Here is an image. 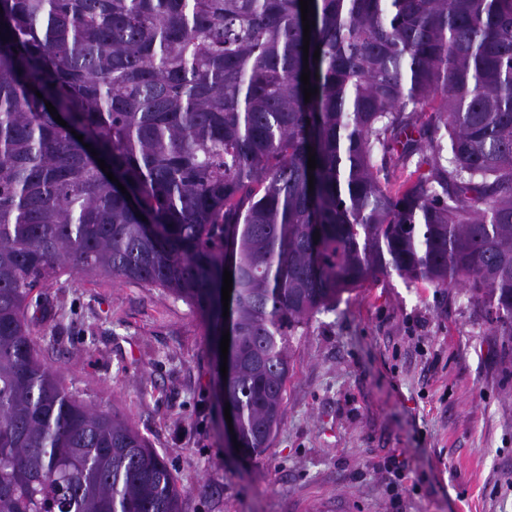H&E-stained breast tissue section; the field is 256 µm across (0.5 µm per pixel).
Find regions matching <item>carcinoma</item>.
<instances>
[{
	"instance_id": "1",
	"label": "carcinoma",
	"mask_w": 512,
	"mask_h": 512,
	"mask_svg": "<svg viewBox=\"0 0 512 512\" xmlns=\"http://www.w3.org/2000/svg\"><path fill=\"white\" fill-rule=\"evenodd\" d=\"M0 8V512H183L149 441L40 357L30 297L74 269L195 309L249 455L291 337L345 292L467 288L512 337V0H310L307 54L299 0ZM423 150L426 173L393 176Z\"/></svg>"
}]
</instances>
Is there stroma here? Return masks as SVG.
Listing matches in <instances>:
<instances>
[{"label": "stroma", "instance_id": "obj_1", "mask_svg": "<svg viewBox=\"0 0 512 512\" xmlns=\"http://www.w3.org/2000/svg\"><path fill=\"white\" fill-rule=\"evenodd\" d=\"M31 307L44 361L150 441L184 512H512V339L468 289L393 274L343 294L292 338L281 423L252 457L226 445L210 336L184 301L75 274Z\"/></svg>", "mask_w": 512, "mask_h": 512}]
</instances>
